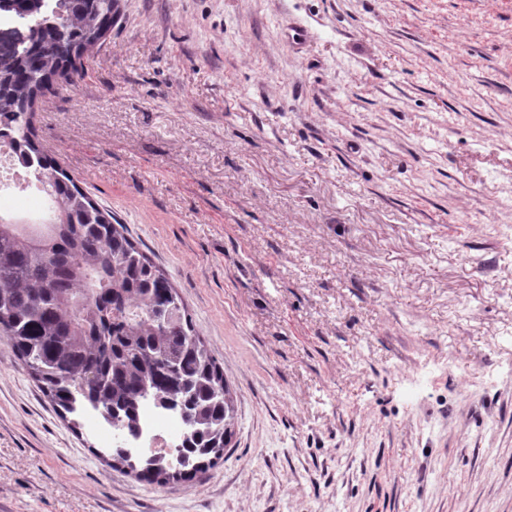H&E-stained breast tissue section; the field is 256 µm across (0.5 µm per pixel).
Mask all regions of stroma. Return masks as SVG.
Returning a JSON list of instances; mask_svg holds the SVG:
<instances>
[{
	"label": "stroma",
	"mask_w": 512,
	"mask_h": 512,
	"mask_svg": "<svg viewBox=\"0 0 512 512\" xmlns=\"http://www.w3.org/2000/svg\"><path fill=\"white\" fill-rule=\"evenodd\" d=\"M33 124L237 424L146 484L0 335V512H512V0H120Z\"/></svg>",
	"instance_id": "35a3bbf8"
}]
</instances>
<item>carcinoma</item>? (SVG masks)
I'll use <instances>...</instances> for the list:
<instances>
[{"label":"carcinoma","mask_w":512,"mask_h":512,"mask_svg":"<svg viewBox=\"0 0 512 512\" xmlns=\"http://www.w3.org/2000/svg\"><path fill=\"white\" fill-rule=\"evenodd\" d=\"M7 15L28 41L0 56V140L57 201L54 219L19 228L0 215V334L63 414L93 410L125 432H142L139 407L191 417L176 454L132 463L149 485L190 481L216 465L234 436L236 409L224 369L196 332L169 278L57 162L33 127L39 97L76 70L112 30L117 0H16Z\"/></svg>","instance_id":"cac0c4a2"}]
</instances>
